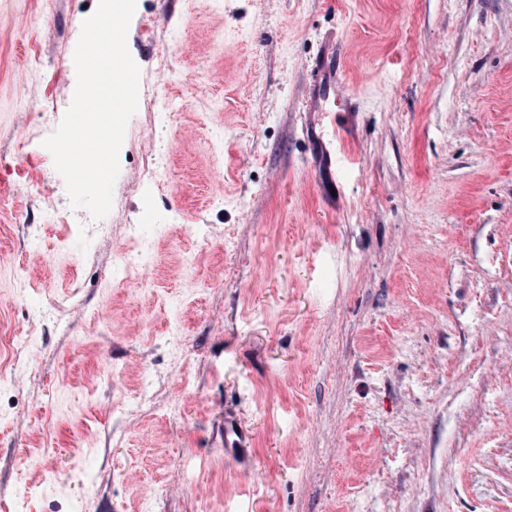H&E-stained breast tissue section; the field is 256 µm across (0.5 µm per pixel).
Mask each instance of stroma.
<instances>
[{
    "label": "stroma",
    "instance_id": "35a3bbf8",
    "mask_svg": "<svg viewBox=\"0 0 512 512\" xmlns=\"http://www.w3.org/2000/svg\"><path fill=\"white\" fill-rule=\"evenodd\" d=\"M98 3L0 0V512H512V0H136L100 220L43 145ZM247 432L239 420L228 414H224V449H230L238 457L240 463L247 472L252 470V464L245 455V448H248L246 439Z\"/></svg>",
    "mask_w": 512,
    "mask_h": 512
}]
</instances>
